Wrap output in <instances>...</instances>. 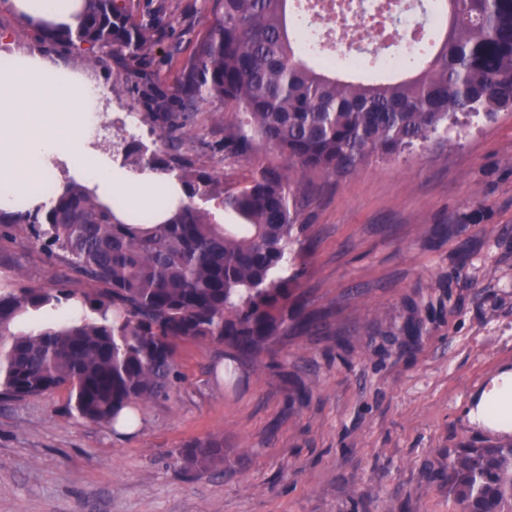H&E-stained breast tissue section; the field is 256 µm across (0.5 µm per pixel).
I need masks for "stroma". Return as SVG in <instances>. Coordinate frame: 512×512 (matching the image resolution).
Wrapping results in <instances>:
<instances>
[{
    "mask_svg": "<svg viewBox=\"0 0 512 512\" xmlns=\"http://www.w3.org/2000/svg\"><path fill=\"white\" fill-rule=\"evenodd\" d=\"M150 21L137 60L89 63L40 41L0 4L7 52L40 53L96 83L107 119L126 118L149 150L167 143L143 117L175 112L173 94L210 18V0H127ZM234 115L203 105L181 151L198 169L244 185L258 150L225 158ZM300 221L305 270L296 288L320 316L289 329L258 363L224 373L222 345L185 340L182 378L141 405L133 432L72 415L68 392L0 398V512H448L430 480L448 451L488 432L468 417L493 378L512 370V112L471 118L347 177L310 173ZM67 275L25 225L0 226V289ZM224 440L223 466L184 470L187 442Z\"/></svg>",
    "mask_w": 512,
    "mask_h": 512,
    "instance_id": "obj_1",
    "label": "stroma"
}]
</instances>
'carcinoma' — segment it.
<instances>
[{
    "instance_id": "cac0c4a2",
    "label": "carcinoma",
    "mask_w": 512,
    "mask_h": 512,
    "mask_svg": "<svg viewBox=\"0 0 512 512\" xmlns=\"http://www.w3.org/2000/svg\"><path fill=\"white\" fill-rule=\"evenodd\" d=\"M290 0H213L212 19L179 89V112H148L163 137L195 122L197 104L246 115L224 127V155L249 160L263 146L303 175H352L369 156L396 158L448 122L512 110V0H433L441 34L418 73L398 82L363 83L315 69L288 30ZM152 26L131 21L125 0H85L74 28L47 29L44 40L89 59L119 52L139 57ZM116 127L134 171L176 173L186 202L162 224L143 208L134 223L114 218L87 188L71 183L44 210L0 211V224H26L60 262L97 284L89 309L52 286L0 290V396L36 397L66 388L70 410L96 425L133 421L130 406L165 397L177 379L184 339L224 345L233 362L257 361L288 321L313 327L294 295L301 275H286L304 225L301 181L261 166L242 187L193 167L176 146L148 152ZM231 214L236 223H224ZM58 314L42 327L34 317ZM179 461L187 471L224 464V439H195ZM448 500L454 512H512V439L448 452Z\"/></svg>"
}]
</instances>
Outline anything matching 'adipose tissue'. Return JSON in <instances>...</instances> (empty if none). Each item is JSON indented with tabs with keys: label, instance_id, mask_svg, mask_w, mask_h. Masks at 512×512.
<instances>
[{
	"label": "adipose tissue",
	"instance_id": "1",
	"mask_svg": "<svg viewBox=\"0 0 512 512\" xmlns=\"http://www.w3.org/2000/svg\"><path fill=\"white\" fill-rule=\"evenodd\" d=\"M84 0H5V5L33 27L50 22L75 25ZM100 120L94 84L79 71L53 64L38 54L0 56V209L18 200L29 207L50 206L36 187L65 171L68 178L94 189L115 215L130 222L122 202L158 207L169 219L185 192L175 175L131 173L91 145V129ZM472 424L512 432V371L502 372L470 409Z\"/></svg>",
	"mask_w": 512,
	"mask_h": 512
}]
</instances>
